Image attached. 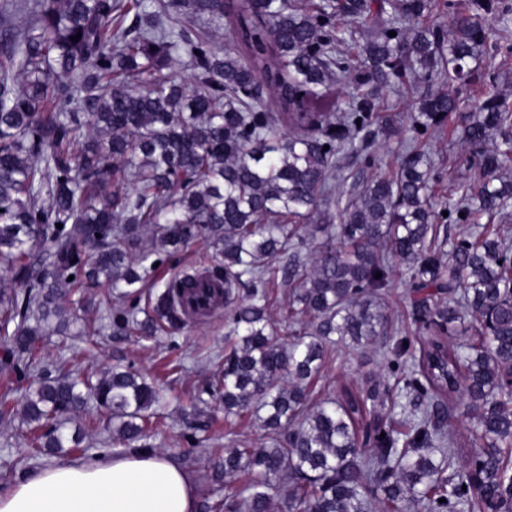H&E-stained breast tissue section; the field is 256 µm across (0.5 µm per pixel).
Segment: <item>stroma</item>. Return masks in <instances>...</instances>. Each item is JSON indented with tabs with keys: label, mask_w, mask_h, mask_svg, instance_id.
Returning a JSON list of instances; mask_svg holds the SVG:
<instances>
[{
	"label": "stroma",
	"mask_w": 512,
	"mask_h": 512,
	"mask_svg": "<svg viewBox=\"0 0 512 512\" xmlns=\"http://www.w3.org/2000/svg\"><path fill=\"white\" fill-rule=\"evenodd\" d=\"M456 118H448L432 142V160L445 178L469 179L473 173L463 166V147L452 130ZM214 250L197 243L187 250L162 255L153 272L154 280L164 282L183 271L214 268ZM223 309L209 316L186 321L179 330L161 332L153 337L113 335L111 325H104L97 336L45 337L39 354L52 364L67 361L71 368H93L104 372L113 366H132L150 377L163 381L168 389V403L162 413L166 429L154 440L155 448L178 462L195 479L200 499L216 505L223 503L227 488L239 487L243 479L235 475L224 481L213 479L211 463L218 448L243 442L250 448L267 444L259 421L253 419L226 422L221 396H201L218 371L224 352ZM386 369L379 355L368 352L355 358L334 357L319 381V388L336 392L341 385L357 384L368 375H384ZM10 419L0 420V489L14 484L32 467L28 428L22 423L19 403H11Z\"/></svg>",
	"instance_id": "1"
}]
</instances>
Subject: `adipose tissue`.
I'll list each match as a JSON object with an SVG mask.
<instances>
[{"label": "adipose tissue", "instance_id": "adipose-tissue-1", "mask_svg": "<svg viewBox=\"0 0 512 512\" xmlns=\"http://www.w3.org/2000/svg\"><path fill=\"white\" fill-rule=\"evenodd\" d=\"M0 512H197L192 477L155 450L31 470L0 491Z\"/></svg>", "mask_w": 512, "mask_h": 512}]
</instances>
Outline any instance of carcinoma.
Returning <instances> with one entry per match:
<instances>
[{"label": "carcinoma", "instance_id": "obj_1", "mask_svg": "<svg viewBox=\"0 0 512 512\" xmlns=\"http://www.w3.org/2000/svg\"><path fill=\"white\" fill-rule=\"evenodd\" d=\"M339 13L365 36L357 67ZM0 20V373L24 383L4 396L19 395L35 454L86 450L69 424L94 409L112 439L153 447L158 386L131 368L41 369L37 344L71 322L67 292L134 299L152 256L204 239L216 270L183 273L151 315L112 325L177 329L224 283L223 370L204 392L226 420L265 410L272 443L224 448L222 472L245 476L224 512H512V242L494 224L512 207V108L479 69L487 53L512 58L509 0H0ZM224 35L247 58L218 47ZM476 79L490 91L460 140L478 179L437 199L428 141L463 100L431 87ZM332 80L358 92L334 112L291 111ZM421 86L397 163L347 186V158L380 168L367 134L392 124L381 93ZM395 260L412 336L383 302ZM280 284L285 340L268 311ZM460 327L470 336L449 344ZM379 343L388 375L310 404L333 352ZM456 400L473 420L465 463L448 437Z\"/></svg>", "mask_w": 512, "mask_h": 512}]
</instances>
